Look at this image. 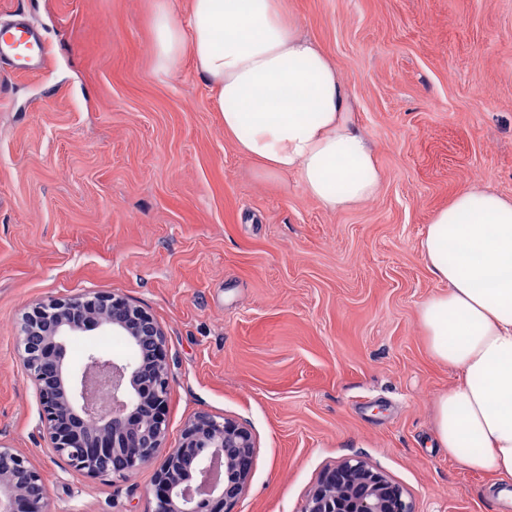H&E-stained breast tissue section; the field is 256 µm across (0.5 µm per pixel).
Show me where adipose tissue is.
Listing matches in <instances>:
<instances>
[{"instance_id":"obj_1","label":"adipose tissue","mask_w":512,"mask_h":512,"mask_svg":"<svg viewBox=\"0 0 512 512\" xmlns=\"http://www.w3.org/2000/svg\"><path fill=\"white\" fill-rule=\"evenodd\" d=\"M153 32L158 73L191 58L225 135L262 175H294L332 213L376 196L382 174L345 86L279 0H191L184 19L158 0ZM421 249L446 288L419 318L433 355L458 373L435 402L437 440L465 468L512 479V199L462 189L434 213Z\"/></svg>"}]
</instances>
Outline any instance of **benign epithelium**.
<instances>
[{
	"label": "benign epithelium",
	"instance_id": "1",
	"mask_svg": "<svg viewBox=\"0 0 512 512\" xmlns=\"http://www.w3.org/2000/svg\"><path fill=\"white\" fill-rule=\"evenodd\" d=\"M104 330L137 348L146 359L125 361L91 351L84 365L66 362L67 342L78 334ZM19 355L33 379L47 422L53 453L75 472L90 477L128 478L160 453L152 512H233L246 490L255 439L244 423L201 414L182 432L177 446H163L168 427L171 382L164 336L156 319L132 300L87 293L37 303L23 318ZM108 396L98 397L99 385ZM96 420L99 432L77 425ZM0 512H50L42 473L22 453L0 448ZM301 512H412L404 489L360 458L327 469Z\"/></svg>",
	"mask_w": 512,
	"mask_h": 512
}]
</instances>
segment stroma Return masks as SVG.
Instances as JSON below:
<instances>
[{
	"label": "stroma",
	"instance_id": "obj_1",
	"mask_svg": "<svg viewBox=\"0 0 512 512\" xmlns=\"http://www.w3.org/2000/svg\"><path fill=\"white\" fill-rule=\"evenodd\" d=\"M18 7L43 62L0 66V445L41 471L52 512L152 508L155 466L88 477L50 453L17 356L25 312L86 291L162 327L165 447L201 414L250 426L233 512H300L354 457L414 512H512V479L435 444L455 374L418 315L443 289L420 250L434 213L472 185L512 197V0H281L335 64L383 173L336 213L238 153L191 59L156 73V0H0Z\"/></svg>",
	"mask_w": 512,
	"mask_h": 512
}]
</instances>
